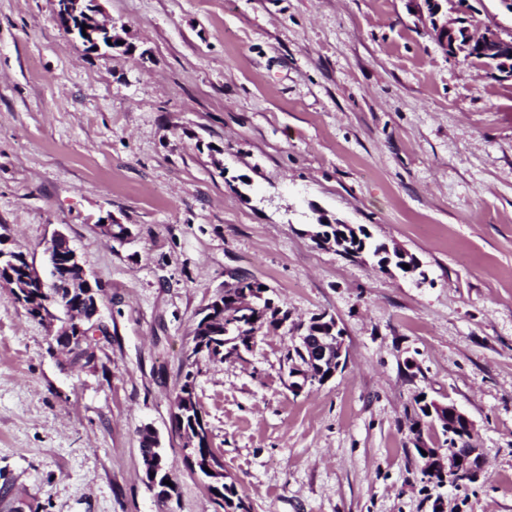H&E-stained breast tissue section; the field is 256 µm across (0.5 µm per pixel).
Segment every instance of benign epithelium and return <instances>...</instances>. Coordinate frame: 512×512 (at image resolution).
<instances>
[{"instance_id": "7a95c632", "label": "benign epithelium", "mask_w": 512, "mask_h": 512, "mask_svg": "<svg viewBox=\"0 0 512 512\" xmlns=\"http://www.w3.org/2000/svg\"><path fill=\"white\" fill-rule=\"evenodd\" d=\"M61 6L57 10L58 21L64 23L68 33L78 36L79 39L92 51H102V45L96 35L101 29H110L102 26L95 18H88L77 13L76 3L72 0H59ZM410 9L421 15L427 14L431 22V34L441 49L450 57L461 58L481 67L492 77L499 73L490 62H499L512 55V41L501 36L500 32L478 21L476 11L471 9L467 0H447L450 11L455 17L440 18L442 13L441 0H408ZM68 237L55 233L46 243L45 253L50 266V279H45L38 269L27 263L25 276L20 281L8 284L15 293L39 289L40 293L49 298H55L63 293L72 297L80 296L85 304L92 309V314L85 318L84 323L67 320L57 331V335L64 338L76 334L89 336V333L99 326L98 299L100 292L87 276L86 270L73 248L64 251L59 247ZM316 326L305 335L300 336L298 350L304 358L301 365L294 368L292 376L296 380L291 382L293 391L299 392L305 383L311 381L309 369L315 367L320 371L328 370L329 377H334L347 361L342 336L343 332L338 323H328L323 326L324 318L315 320ZM428 418L432 429L448 428V422H453L457 434L446 433L448 438V452L443 453L439 448H433L426 453L433 472L441 474L451 481H474L478 478L483 466L482 448L474 444L476 428L473 420L455 403H432L428 405ZM469 443L467 452L459 451L461 443Z\"/></svg>"}]
</instances>
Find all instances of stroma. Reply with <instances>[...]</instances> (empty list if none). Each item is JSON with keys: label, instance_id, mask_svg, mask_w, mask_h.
I'll return each instance as SVG.
<instances>
[{"label": "stroma", "instance_id": "35a3bbf8", "mask_svg": "<svg viewBox=\"0 0 512 512\" xmlns=\"http://www.w3.org/2000/svg\"><path fill=\"white\" fill-rule=\"evenodd\" d=\"M99 4L131 51L86 53L56 0H0V238L43 272L64 232L107 328L72 365L0 284V512H512V81L446 56L407 0ZM321 217L422 275L319 247ZM243 276L287 324L191 356L199 312ZM321 314L347 365L293 392L298 327ZM189 370L232 507L185 460ZM422 396L474 421L477 482L423 476ZM156 446V439H153L151 435L142 433L141 442H140V450L141 455H151L154 457L157 454H160L159 448H154ZM150 464L146 467L145 472H149L156 474L160 470H162L165 466V462L163 464V459L161 456H156L154 458H149ZM165 471H167L166 466L165 470L159 474L157 479V486L161 488L159 495L164 496L167 494V488H171L169 485L164 484V479L167 477L165 475Z\"/></svg>", "mask_w": 512, "mask_h": 512}]
</instances>
